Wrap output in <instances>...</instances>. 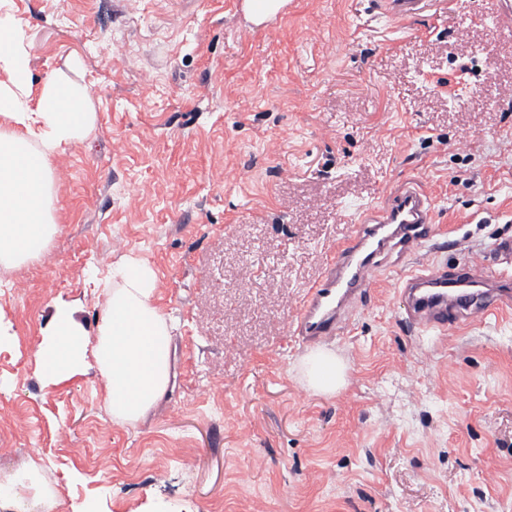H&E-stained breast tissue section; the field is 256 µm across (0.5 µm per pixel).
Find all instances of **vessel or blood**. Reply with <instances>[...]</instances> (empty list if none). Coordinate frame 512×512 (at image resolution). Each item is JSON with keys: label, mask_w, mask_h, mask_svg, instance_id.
Masks as SVG:
<instances>
[{"label": "vessel or blood", "mask_w": 512, "mask_h": 512, "mask_svg": "<svg viewBox=\"0 0 512 512\" xmlns=\"http://www.w3.org/2000/svg\"><path fill=\"white\" fill-rule=\"evenodd\" d=\"M380 13L404 22L430 11L435 0H373ZM433 204L418 184L397 190L387 203L370 209L361 226L331 257L321 278L308 288L297 312V335L310 340L336 335L348 310L381 273L378 256L386 249L408 251L430 233ZM497 258L507 265L494 287H485V267L466 261L456 271L434 265L400 280L407 319L415 325L445 331L461 322L482 321L512 309V238L497 240Z\"/></svg>", "instance_id": "vessel-or-blood-1"}]
</instances>
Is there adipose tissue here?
Here are the masks:
<instances>
[{
  "instance_id": "adipose-tissue-1",
  "label": "adipose tissue",
  "mask_w": 512,
  "mask_h": 512,
  "mask_svg": "<svg viewBox=\"0 0 512 512\" xmlns=\"http://www.w3.org/2000/svg\"><path fill=\"white\" fill-rule=\"evenodd\" d=\"M0 262L17 264L37 256L55 231L50 215L49 156L84 139L94 128L89 89L66 74L31 92V54L24 32L0 11ZM152 271L133 262L112 269V292L95 333L84 330L67 303L54 307L37 358L50 382L94 367L104 383L113 421L136 425L168 393L172 339L167 319L152 299ZM344 370L333 351L311 356L308 383L335 394Z\"/></svg>"
}]
</instances>
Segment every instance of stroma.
<instances>
[{
	"mask_svg": "<svg viewBox=\"0 0 512 512\" xmlns=\"http://www.w3.org/2000/svg\"><path fill=\"white\" fill-rule=\"evenodd\" d=\"M288 2L256 28L233 0H6L33 86L70 71L96 114L48 160L54 236L0 266V478L37 471L54 512H512V312L442 335L399 294L427 265L497 269L512 238V39L484 0L401 24ZM465 64L482 95L448 99ZM409 181L432 232L381 254L325 342L344 384L316 394L299 300ZM128 258L175 325L173 388L136 426L95 370L50 385L35 358L55 302L95 332Z\"/></svg>",
	"mask_w": 512,
	"mask_h": 512,
	"instance_id": "1",
	"label": "stroma"
}]
</instances>
